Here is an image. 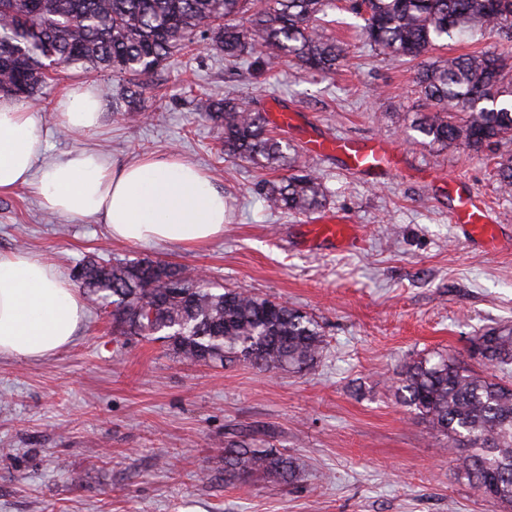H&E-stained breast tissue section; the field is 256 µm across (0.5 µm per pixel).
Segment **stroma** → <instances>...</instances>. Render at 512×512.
<instances>
[{"instance_id": "stroma-1", "label": "stroma", "mask_w": 512, "mask_h": 512, "mask_svg": "<svg viewBox=\"0 0 512 512\" xmlns=\"http://www.w3.org/2000/svg\"><path fill=\"white\" fill-rule=\"evenodd\" d=\"M332 17L327 33L349 54L323 78L203 45L149 81L141 105L151 120L118 115L109 95L89 135L63 131L55 106L90 77L67 69L44 89L46 159L77 148L117 164L178 153L223 190L224 234L193 248L120 242L102 222L48 216L21 188L0 194V252L41 257L65 278L87 256L198 269L307 312L325 347L295 374L190 364L161 342L113 335L111 319L87 304L77 339L55 355L0 357V512H495L457 478L454 449L398 397L394 379L435 353L481 370L474 336L512 323V195L497 182L512 142L476 155L406 136L422 107L417 63H389L352 14ZM90 79L121 87L108 73ZM227 95L264 111L280 103L320 136L387 139L397 165L358 176L338 156L301 154L327 188L323 214L270 211L258 194L268 172L224 160L201 117ZM460 188L491 208L501 248L469 242L452 223ZM324 214L353 224L361 247L308 249L303 228ZM244 436L299 458V480L226 481L224 442Z\"/></svg>"}]
</instances>
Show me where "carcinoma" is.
<instances>
[{
    "mask_svg": "<svg viewBox=\"0 0 512 512\" xmlns=\"http://www.w3.org/2000/svg\"><path fill=\"white\" fill-rule=\"evenodd\" d=\"M0 0V93L33 102L54 64L87 74L102 71L127 82L126 111L140 112L143 81L175 60L196 37L211 35L226 58L260 54L289 59L308 73L330 74L345 57L327 36L336 0ZM363 21L374 49L397 62L426 56L463 33L491 31L512 42V0H345ZM430 102L408 129L430 148L461 144L479 153L512 142V55L480 52L439 58L417 71ZM202 117L221 131L224 155L272 170L260 184L268 206L314 213L325 187L300 164L294 146L271 134L260 109L232 97L217 99ZM501 189L512 192V158L499 162ZM74 280L112 316L118 335L162 342L178 358L261 370L313 368L324 347L321 325L283 301L240 288L202 287L195 275L142 259L75 268ZM487 373L437 353L405 363L395 381L403 402L458 449L457 474L498 508L512 507V385L497 372L512 364V325L474 339ZM261 474L295 481L298 460L246 440L224 441V479Z\"/></svg>",
    "mask_w": 512,
    "mask_h": 512,
    "instance_id": "1",
    "label": "carcinoma"
}]
</instances>
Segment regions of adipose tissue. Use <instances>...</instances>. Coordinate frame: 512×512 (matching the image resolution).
Returning <instances> with one entry per match:
<instances>
[{
    "mask_svg": "<svg viewBox=\"0 0 512 512\" xmlns=\"http://www.w3.org/2000/svg\"><path fill=\"white\" fill-rule=\"evenodd\" d=\"M102 99L95 84L74 87L56 110L79 134L97 128ZM38 110L0 95V194L31 187L49 213L106 224L113 239L192 247L224 232V193L193 163L171 156L115 165L77 149L45 160ZM84 316L74 286L30 254H0V356L40 360L71 344Z\"/></svg>",
    "mask_w": 512,
    "mask_h": 512,
    "instance_id": "adipose-tissue-1",
    "label": "adipose tissue"
}]
</instances>
